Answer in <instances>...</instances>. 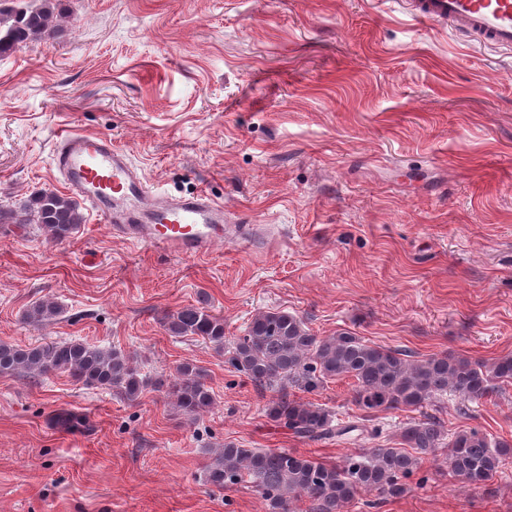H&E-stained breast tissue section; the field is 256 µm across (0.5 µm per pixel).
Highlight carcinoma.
I'll use <instances>...</instances> for the list:
<instances>
[{
    "label": "carcinoma",
    "mask_w": 512,
    "mask_h": 512,
    "mask_svg": "<svg viewBox=\"0 0 512 512\" xmlns=\"http://www.w3.org/2000/svg\"><path fill=\"white\" fill-rule=\"evenodd\" d=\"M55 19L51 0H44L37 9H0V55L52 38L58 30ZM83 221L77 205L54 191L34 194L20 209L0 207L1 224L35 223L53 243L68 240ZM60 312L58 302L44 298L28 310L26 319L44 324ZM161 323L171 336L197 337L224 348V317L204 306H183L165 314ZM231 363L255 387L271 393L266 408L269 419L314 443L346 440L356 431L371 435L368 422L376 412L422 409L448 393L464 403L478 402L512 386L511 354L491 363L447 353L416 359L406 350L372 345L348 331L319 338L287 310L256 315L246 334L234 342ZM52 374H66L87 387L111 389L128 400L136 399L144 388L130 358L117 350L80 340L29 346L0 342V376L37 380ZM342 379L353 380L351 402L363 412L354 421H344L289 392L296 388L311 393L330 380ZM168 396L176 409L190 417L214 403L203 371L189 362L177 368ZM56 424L65 432L87 426L86 418L67 410L57 414ZM400 438L399 447L379 445L348 454L339 464L226 442L211 458L206 478L218 488L253 484L271 512H290V503L302 496L311 502V512H345L364 493L375 492L383 500L400 496L402 479L441 448L448 449V474L465 487L484 484L512 456V443L490 439L476 429L446 437L443 423L435 416L407 424ZM408 447L413 452L406 451Z\"/></svg>",
    "instance_id": "cac0c4a2"
}]
</instances>
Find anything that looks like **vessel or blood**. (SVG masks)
Here are the masks:
<instances>
[{
  "label": "vessel or blood",
  "mask_w": 512,
  "mask_h": 512,
  "mask_svg": "<svg viewBox=\"0 0 512 512\" xmlns=\"http://www.w3.org/2000/svg\"><path fill=\"white\" fill-rule=\"evenodd\" d=\"M416 18L446 22L460 36L512 49V0H407ZM52 165L115 236L179 256L200 258L221 240L253 242L249 225L224 221V206L198 191L170 197L154 190L111 138L59 136Z\"/></svg>",
  "instance_id": "b4317fda"
}]
</instances>
